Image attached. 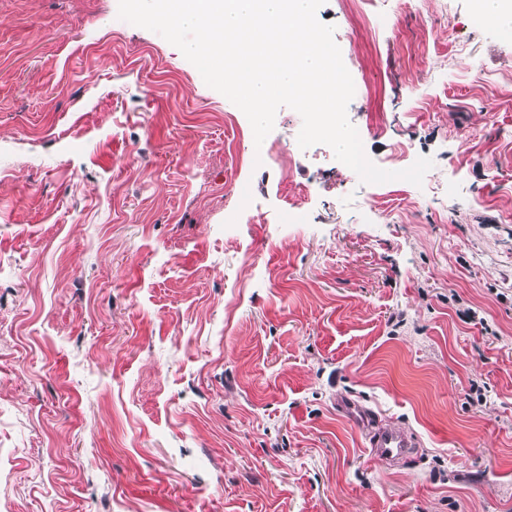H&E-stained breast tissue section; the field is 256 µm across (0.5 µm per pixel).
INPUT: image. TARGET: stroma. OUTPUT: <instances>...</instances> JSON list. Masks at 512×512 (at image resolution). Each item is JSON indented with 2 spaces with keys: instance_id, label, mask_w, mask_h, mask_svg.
Listing matches in <instances>:
<instances>
[{
  "instance_id": "stroma-1",
  "label": "stroma",
  "mask_w": 512,
  "mask_h": 512,
  "mask_svg": "<svg viewBox=\"0 0 512 512\" xmlns=\"http://www.w3.org/2000/svg\"><path fill=\"white\" fill-rule=\"evenodd\" d=\"M317 18L422 186L287 106L255 145L118 0H0V512H512V37L471 0ZM342 401L418 454L370 461Z\"/></svg>"
}]
</instances>
